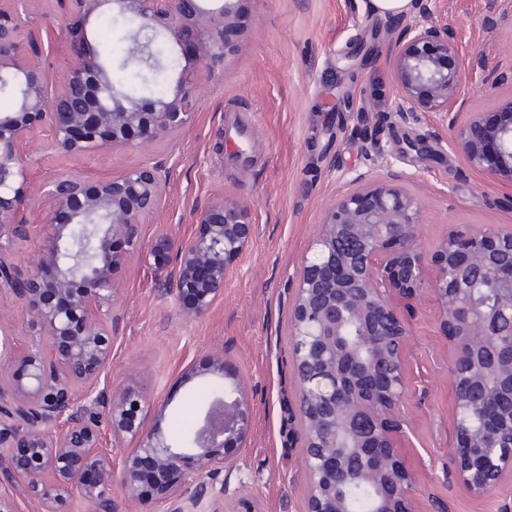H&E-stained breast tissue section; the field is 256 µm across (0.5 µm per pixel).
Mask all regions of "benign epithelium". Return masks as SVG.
<instances>
[{
    "instance_id": "obj_1",
    "label": "benign epithelium",
    "mask_w": 512,
    "mask_h": 512,
    "mask_svg": "<svg viewBox=\"0 0 512 512\" xmlns=\"http://www.w3.org/2000/svg\"><path fill=\"white\" fill-rule=\"evenodd\" d=\"M31 0H0V87L14 105L0 113V290L9 291L46 339L0 363V474L42 512L73 496L92 512H120L112 483L165 512H222L218 476L228 449L242 443L250 407L239 384L202 409V424L184 443L149 430L131 410V395L100 386L121 321L117 274L133 257L166 273L167 294L186 318L206 315L224 296L226 275L250 246L247 205L219 197L202 208L198 230L169 232L144 243L142 224L157 213L170 181L159 143L194 122L202 81L220 72L242 27L239 0H67L63 32L70 53L60 80L45 77ZM138 21L134 57L152 64L146 32L174 45L182 61L168 92L137 97L118 89L89 36L106 13ZM392 59L401 123L415 112H441L452 146L479 174L512 186V100L468 112L466 69L448 23L404 21ZM58 154L104 149L146 154L120 175L90 180L59 174L42 185L53 207L46 224L23 216L27 147L38 133ZM402 176L353 179L358 187L324 212L316 257L303 264L292 299L294 373L304 433L307 512H353L354 490L369 493L368 512H419L404 437L409 392L410 328L402 310L426 293L448 340L454 408V476L483 499L512 476V227H455L431 253L421 242L419 200ZM34 238L24 263L11 249ZM135 448L115 467L100 451L102 429Z\"/></svg>"
}]
</instances>
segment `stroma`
Instances as JSON below:
<instances>
[{"label": "stroma", "instance_id": "35a3bbf8", "mask_svg": "<svg viewBox=\"0 0 512 512\" xmlns=\"http://www.w3.org/2000/svg\"><path fill=\"white\" fill-rule=\"evenodd\" d=\"M240 9L236 49L205 84L193 125L155 150L172 174L165 206L146 220L143 239L162 231L192 236L197 212L221 196L249 206L256 235L227 274L223 298L197 319L179 315L164 272L132 259L118 276L123 318L101 381L133 392L146 427L160 426L172 441L196 425L204 385L240 383L251 426L224 467L225 507L246 493L257 512H306L291 301L302 261L315 257L310 242L325 208L351 190L353 170L398 172L421 204L429 250L456 225L512 226V188L468 168L439 113L396 120L395 16L373 13L370 0H242ZM434 14L447 18L462 51L469 110L512 100V0H436ZM367 136L377 142L369 153ZM414 142L423 151L411 150ZM143 160L136 151L65 157L31 147L25 215L44 222L40 188L51 175L115 176ZM434 316V300L424 296L408 341L412 396L402 443L418 508L512 512V480L478 500L454 479L448 344ZM31 336L26 314L0 293V355L26 348ZM217 352L224 371L215 378L208 369Z\"/></svg>", "mask_w": 512, "mask_h": 512}]
</instances>
